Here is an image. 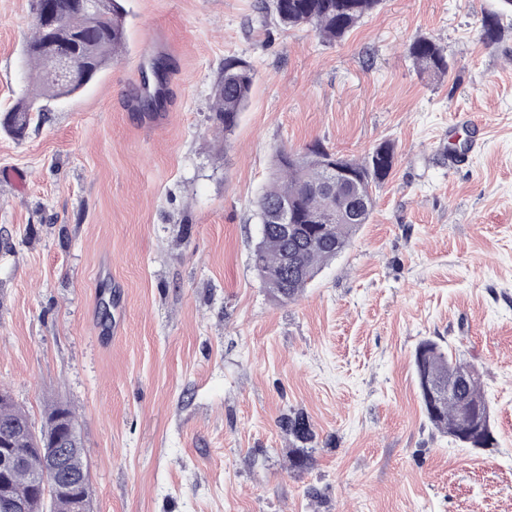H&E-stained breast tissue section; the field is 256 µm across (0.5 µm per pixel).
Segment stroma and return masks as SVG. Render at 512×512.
Segmentation results:
<instances>
[{
  "instance_id": "1",
  "label": "stroma",
  "mask_w": 512,
  "mask_h": 512,
  "mask_svg": "<svg viewBox=\"0 0 512 512\" xmlns=\"http://www.w3.org/2000/svg\"><path fill=\"white\" fill-rule=\"evenodd\" d=\"M270 2L125 0L121 56L23 138L0 128V389L37 425L74 412L91 512H512V14L489 45L500 0H383L326 43ZM35 8L0 0V114L34 91ZM420 36L450 77L413 67ZM230 56L255 79L228 133L211 105ZM383 142L369 222L272 300L250 257L275 150ZM424 338L477 367L496 447L429 424ZM292 411L315 433L301 474ZM280 425L293 438L292 448H289V470L293 473H303L312 469L315 460L306 446L313 437V431L309 420L302 413L288 414L280 421ZM300 443V445H297Z\"/></svg>"
}]
</instances>
